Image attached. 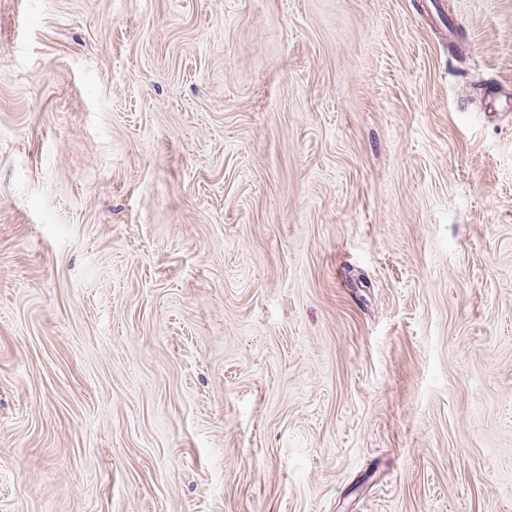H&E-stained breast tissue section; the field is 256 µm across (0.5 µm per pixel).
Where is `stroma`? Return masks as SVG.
<instances>
[{
	"label": "stroma",
	"mask_w": 512,
	"mask_h": 512,
	"mask_svg": "<svg viewBox=\"0 0 512 512\" xmlns=\"http://www.w3.org/2000/svg\"><path fill=\"white\" fill-rule=\"evenodd\" d=\"M512 0H0V512H512Z\"/></svg>",
	"instance_id": "1"
}]
</instances>
